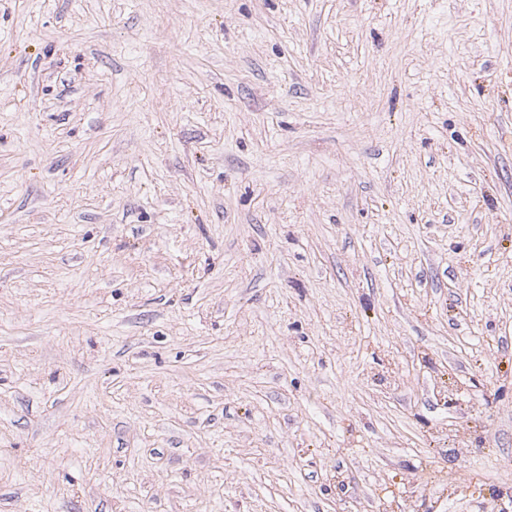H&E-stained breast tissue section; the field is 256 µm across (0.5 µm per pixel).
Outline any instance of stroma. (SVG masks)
<instances>
[{
	"instance_id": "obj_1",
	"label": "stroma",
	"mask_w": 512,
	"mask_h": 512,
	"mask_svg": "<svg viewBox=\"0 0 512 512\" xmlns=\"http://www.w3.org/2000/svg\"><path fill=\"white\" fill-rule=\"evenodd\" d=\"M512 0H0V512H512Z\"/></svg>"
}]
</instances>
